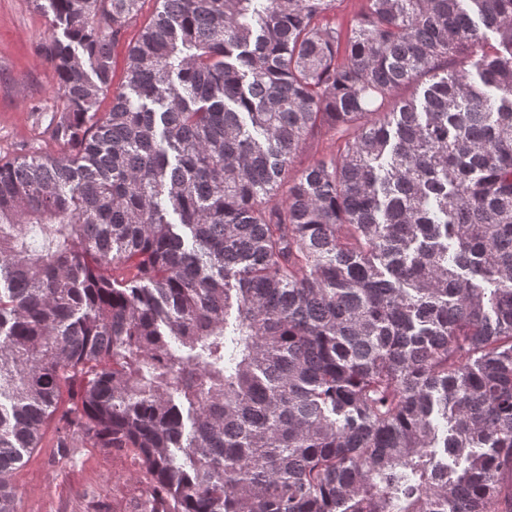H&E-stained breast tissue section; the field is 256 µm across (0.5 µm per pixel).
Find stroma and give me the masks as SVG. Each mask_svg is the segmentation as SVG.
<instances>
[{
    "label": "stroma",
    "mask_w": 512,
    "mask_h": 512,
    "mask_svg": "<svg viewBox=\"0 0 512 512\" xmlns=\"http://www.w3.org/2000/svg\"><path fill=\"white\" fill-rule=\"evenodd\" d=\"M52 33L50 16L37 11L32 0H0L1 158L63 151L46 132L48 117L32 111L53 104L57 78L37 50ZM342 143L340 134L319 129L295 157L289 175L335 155ZM56 435V425H49L40 448L12 474L16 512H132L142 489L138 463L87 444L55 448Z\"/></svg>",
    "instance_id": "stroma-1"
}]
</instances>
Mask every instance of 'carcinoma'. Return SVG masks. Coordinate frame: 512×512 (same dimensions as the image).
Instances as JSON below:
<instances>
[{
	"label": "carcinoma",
	"mask_w": 512,
	"mask_h": 512,
	"mask_svg": "<svg viewBox=\"0 0 512 512\" xmlns=\"http://www.w3.org/2000/svg\"><path fill=\"white\" fill-rule=\"evenodd\" d=\"M141 2L42 6L69 154L0 158V475L54 420L134 512H512V0H161L112 90ZM157 7H159V5L156 4L155 0H145L142 5L141 14L128 28L124 38L121 39L114 47L112 53L111 89L113 87H117L123 80L129 43H132L135 40L139 28L149 20ZM361 5L362 0H336V9L329 14L328 18L345 28L349 27ZM342 128L328 131L326 128L319 129L312 137H310L303 148L299 151L294 159L293 164L288 169L285 181H290L302 169L311 165L319 159H328L337 153L338 148L343 144L341 137Z\"/></svg>",
	"instance_id": "cac0c4a2"
}]
</instances>
